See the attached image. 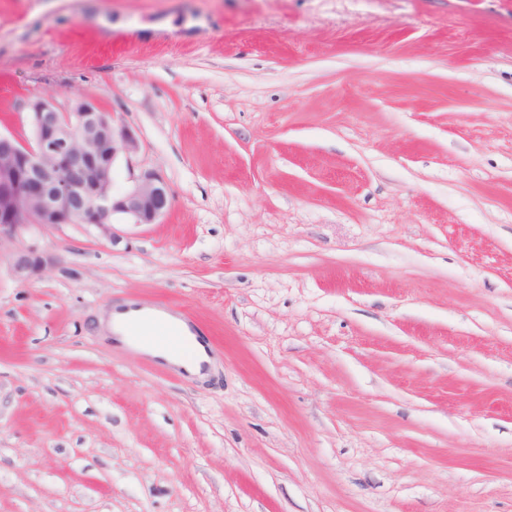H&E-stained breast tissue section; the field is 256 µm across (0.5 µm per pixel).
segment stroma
Wrapping results in <instances>:
<instances>
[{"label": "stroma", "mask_w": 512, "mask_h": 512, "mask_svg": "<svg viewBox=\"0 0 512 512\" xmlns=\"http://www.w3.org/2000/svg\"><path fill=\"white\" fill-rule=\"evenodd\" d=\"M35 96L172 201L0 245V512H512V0H0L1 134ZM52 262L53 258L43 255L34 246L19 244L13 255L12 273L18 281L26 282ZM159 315L164 316L169 322L177 325L182 333L163 322L157 323L149 331H143L138 328L136 323H133L129 328V334L132 339L137 343L147 344L151 347L137 344L130 339L127 333V326L132 319L139 321L145 318H155ZM101 324L105 327L108 333L111 334V336L113 335L126 347L139 353L159 358L167 364L185 371L189 375L200 376L203 368L198 362H191L182 354H165L158 351L162 350L169 353H180L189 345L187 336H191L194 348L201 360L206 361L207 364L210 363V358L206 354V345L197 339V335H195L188 325L173 315L161 312H151L150 310L136 307L134 302H129L128 307L126 308L121 310H111L108 317L101 320Z\"/></svg>", "instance_id": "1"}]
</instances>
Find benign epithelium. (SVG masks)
I'll return each mask as SVG.
<instances>
[{
	"mask_svg": "<svg viewBox=\"0 0 512 512\" xmlns=\"http://www.w3.org/2000/svg\"><path fill=\"white\" fill-rule=\"evenodd\" d=\"M21 109L31 139L0 134V244H18L12 273L20 282L40 274L53 258L21 244L32 228L83 224L108 241L113 217L133 224H156L171 205L162 175L142 168L130 185L114 190L119 161L132 165L141 148L136 132L90 99L74 100L66 111L43 98Z\"/></svg>",
	"mask_w": 512,
	"mask_h": 512,
	"instance_id": "benign-epithelium-1",
	"label": "benign epithelium"
}]
</instances>
